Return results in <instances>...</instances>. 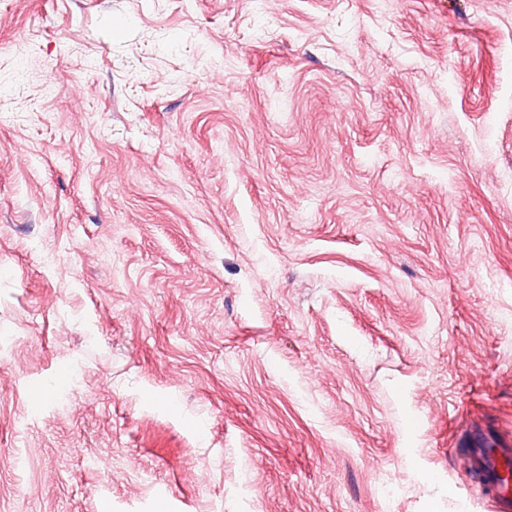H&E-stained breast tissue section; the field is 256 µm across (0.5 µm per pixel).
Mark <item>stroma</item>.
I'll return each mask as SVG.
<instances>
[{"label": "stroma", "instance_id": "1", "mask_svg": "<svg viewBox=\"0 0 512 512\" xmlns=\"http://www.w3.org/2000/svg\"><path fill=\"white\" fill-rule=\"evenodd\" d=\"M512 0H0V512H493ZM465 459L477 495L487 500L494 512H511L512 448L477 444L467 449Z\"/></svg>", "mask_w": 512, "mask_h": 512}]
</instances>
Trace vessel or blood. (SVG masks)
Instances as JSON below:
<instances>
[{"label":"vessel or blood","mask_w":512,"mask_h":512,"mask_svg":"<svg viewBox=\"0 0 512 512\" xmlns=\"http://www.w3.org/2000/svg\"><path fill=\"white\" fill-rule=\"evenodd\" d=\"M465 463L478 496L491 504L493 512H512V448L477 444L467 449Z\"/></svg>","instance_id":"obj_1"}]
</instances>
